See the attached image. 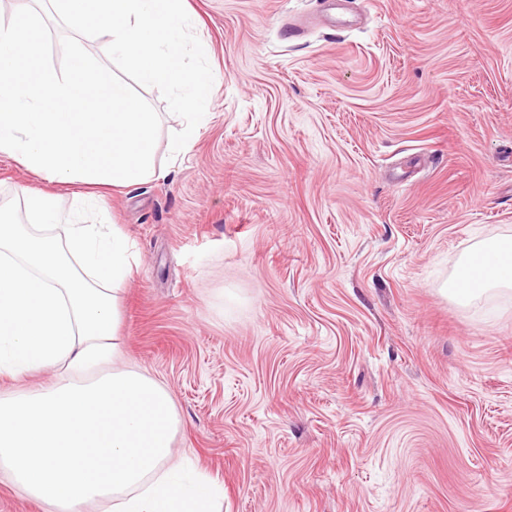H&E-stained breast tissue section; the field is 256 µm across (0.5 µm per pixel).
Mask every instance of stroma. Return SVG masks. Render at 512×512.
<instances>
[{"mask_svg":"<svg viewBox=\"0 0 512 512\" xmlns=\"http://www.w3.org/2000/svg\"><path fill=\"white\" fill-rule=\"evenodd\" d=\"M214 77L167 179L100 188L135 256L120 351L223 512H512V293L442 289L512 236V0H186ZM303 19L289 38L283 24ZM43 180L0 158V205Z\"/></svg>","mask_w":512,"mask_h":512,"instance_id":"35a3bbf8","label":"stroma"}]
</instances>
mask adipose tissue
I'll return each mask as SVG.
<instances>
[{
  "instance_id": "adipose-tissue-1",
  "label": "adipose tissue",
  "mask_w": 512,
  "mask_h": 512,
  "mask_svg": "<svg viewBox=\"0 0 512 512\" xmlns=\"http://www.w3.org/2000/svg\"><path fill=\"white\" fill-rule=\"evenodd\" d=\"M0 23V156L60 187L22 190L25 225L0 206V377L82 370L116 353V291L132 273L128 237L88 222V186L165 177L159 118L111 70L73 53L69 76L45 63L42 20L11 0ZM69 224H62L63 213ZM449 294L462 305L512 292V237L477 243ZM179 425L155 380L121 369L50 391L0 398V470L52 512L106 500L111 512H221L215 482L171 462Z\"/></svg>"
}]
</instances>
